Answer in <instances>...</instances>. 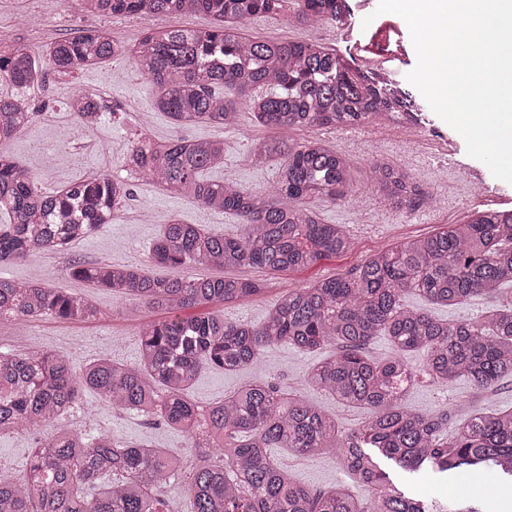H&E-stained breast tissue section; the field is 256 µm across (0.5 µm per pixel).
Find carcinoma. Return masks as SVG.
I'll use <instances>...</instances> for the list:
<instances>
[{
	"instance_id": "1",
	"label": "carcinoma",
	"mask_w": 512,
	"mask_h": 512,
	"mask_svg": "<svg viewBox=\"0 0 512 512\" xmlns=\"http://www.w3.org/2000/svg\"><path fill=\"white\" fill-rule=\"evenodd\" d=\"M288 0H81V10L103 16L136 15L146 22L203 12L216 21L207 31L149 29L129 47L105 30L80 29L53 41L54 69L69 72L127 56L155 88V108L177 126L236 123L241 110L276 134L256 139L251 160L280 163L277 186L256 194L240 185L206 180L204 171L224 163V140L171 137L133 142L127 164L142 180L205 209L239 218L233 235L214 234L173 218L153 243L148 262H187L267 271L308 268L352 249L341 224H324L314 202H347L352 194L347 161L320 140L294 142V129L358 127L382 115L416 111L404 86L376 82L317 39L269 41L224 27L255 15L284 11ZM295 20L338 24L347 0H293ZM39 56L23 43H0V74L16 86L35 81ZM225 93L217 95L214 88ZM76 122L95 125L101 104L79 94ZM34 113L14 95L0 94V265L64 252L72 242L112 222V209L128 194L127 182L108 173L53 194L8 145ZM373 189L390 201L420 203L410 175L375 159ZM80 223L67 234L56 228L71 212ZM70 275L120 300L122 312L165 313L139 329V360L123 364L100 356L75 368L64 354L0 350V434L41 431L26 467L0 468V512H431L409 496L380 466L381 459L413 474L427 468L449 474L463 467L512 478V411L457 416L455 437L440 438L441 418L405 408L401 398L418 378L446 386L466 377L476 392L512 376V211L477 210L464 224H448L370 256L355 271L283 293L265 320L243 325L224 318L221 306L251 298L264 282L243 276L161 278L149 267L102 263L74 265ZM415 291L437 304L474 296L498 301L475 321H439L402 304ZM208 305L201 316L180 311ZM99 310L91 297L37 281L0 279V322L55 318L90 322ZM390 338L396 354L382 362L365 355L376 336ZM288 343L306 352H334L304 377L305 384L336 403L364 408L369 418L343 434L336 420L286 387L253 381L202 408L186 391L206 365L232 372L257 363L266 349ZM426 351L410 365L405 354ZM87 390L117 411H136L186 434V449L172 454L125 444L107 433L86 437L67 415ZM300 455L334 453L369 497L346 489L314 492L271 460L270 449ZM112 481L97 493V482Z\"/></svg>"
}]
</instances>
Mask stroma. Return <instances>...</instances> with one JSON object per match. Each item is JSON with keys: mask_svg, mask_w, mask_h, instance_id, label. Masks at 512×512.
<instances>
[{"mask_svg": "<svg viewBox=\"0 0 512 512\" xmlns=\"http://www.w3.org/2000/svg\"><path fill=\"white\" fill-rule=\"evenodd\" d=\"M144 26V20L133 16L102 18L81 13L75 0H0V41L22 40L36 50L55 39L73 35L77 29L93 27L106 28L113 39L131 44L139 38ZM241 30L246 35L266 40H304L310 36L308 29L290 23L283 16L251 17ZM79 89L98 95L103 108L99 125L82 131L84 144L81 149L74 150L67 147L62 130L72 119L68 101ZM33 103L37 112L32 124L10 143L9 150L23 165L37 171V186L41 192H53L92 174L109 173L127 181L129 196L114 211L111 224L75 243L68 252L47 256L44 262L48 282L59 288L88 292L99 307L98 318L87 323L45 319L23 326L4 322L0 324V348L20 351L37 347L56 351L66 354L77 367L104 351L115 361L136 362L140 355L137 330L157 320V313L146 310L134 318L120 314V303L111 292L91 289L86 283L72 279L70 267L77 263L93 265L103 261L146 264L150 243L162 225L174 216L217 234L235 233L239 221L233 214L198 208L184 197L138 180L126 163L133 141L142 134L155 139L175 135L190 139H223L224 163L208 170L207 178L230 179L251 191L267 193L279 179V164L274 160L251 161L248 153L252 141L267 136L268 130L246 110L240 112L236 125L230 128L208 123L175 127L166 114L155 109L152 85L123 56L93 68L67 74L51 73L43 81L41 94ZM413 122L430 143L448 148V157L409 149L393 129L382 130L369 145L350 140L346 131L337 128L317 131V138L347 160L357 201L353 204L320 203L316 211L323 223L345 225L355 246L352 251L325 257L306 269L278 273L249 270V277L265 281L266 288L250 299L227 304L224 316L228 321L260 324L286 290L344 276L375 251L432 234L445 224L464 222L473 210H512V184L491 177L482 193L470 189L464 172L478 167L479 162L467 155L461 135L443 122L428 103H421ZM48 151L54 152L55 164L46 170L42 163ZM375 154L395 159L419 184L437 183L444 197L443 208L432 210L420 205L410 208L405 215L391 210L367 189L368 162ZM403 302L426 310L435 319L454 323L477 319L492 306L491 301L483 297L458 305H439L414 292L405 294ZM322 358V353H305L284 343L267 349L259 363L235 372L204 368L194 380L188 396L204 407L223 400L246 383L262 379L299 390L304 398L333 415L340 431L350 433L365 421L366 410L338 405L304 383L308 370ZM461 404L482 414L512 410V376L502 378L494 388L482 393L474 391L464 378L446 387L422 379L404 398L405 407L411 411L431 417L448 415V422L441 428L442 437L448 439L455 433L454 414ZM71 420L87 432H105L122 442L147 443L175 452L186 446L185 436L162 421L134 412L112 410L90 392L85 393L75 407ZM271 457L311 490L318 492L344 486L355 498L363 499L368 495L367 489L352 482L332 455L299 457L289 454L286 449L275 448ZM401 480L410 495L436 500L443 505L480 497L476 478L467 474L450 479L433 473L405 474Z\"/></svg>", "mask_w": 512, "mask_h": 512, "instance_id": "obj_1", "label": "stroma"}]
</instances>
